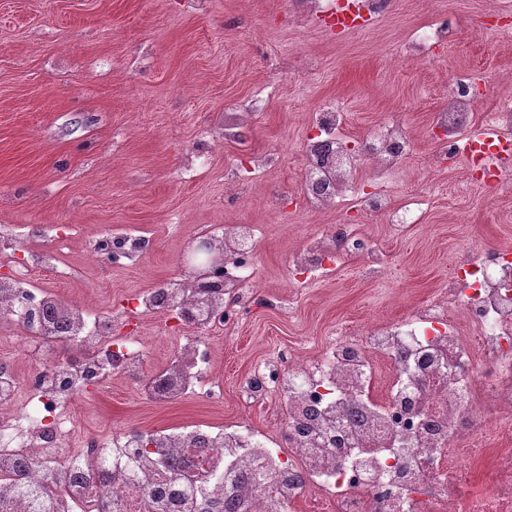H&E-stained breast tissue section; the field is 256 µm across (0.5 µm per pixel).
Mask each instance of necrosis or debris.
<instances>
[{"instance_id":"4bbe7bcc","label":"necrosis or debris","mask_w":512,"mask_h":512,"mask_svg":"<svg viewBox=\"0 0 512 512\" xmlns=\"http://www.w3.org/2000/svg\"><path fill=\"white\" fill-rule=\"evenodd\" d=\"M471 75L448 83V102L432 124L446 130L435 162L462 158L475 125ZM346 115L317 109L314 133L301 145L300 197L314 210H361L382 216L395 232L418 223L422 202L366 191L413 155L401 121L379 126L353 153ZM69 227L24 226L0 245V329L37 346L27 371L0 357V512H204L207 502L238 512H512V252L467 250L462 270L415 311L346 332L318 354L281 352L256 366L242 399L276 402L277 428L247 419L190 422L146 432L113 429L107 439L77 432L73 402L87 381L133 380L143 399L166 404L192 392L212 403L216 380L208 337L222 334L253 306L257 293L254 224H202L199 237L224 252L222 283L200 278L162 282L128 305L90 307L62 285L76 268L56 251L28 249L32 237L64 241ZM153 247L147 233L116 229L95 238L90 254L139 262ZM362 259L371 274L387 258L359 225L342 222L310 237L290 259L293 279L306 282L329 266ZM53 287H46L44 277ZM147 318L181 325L174 351L145 370L143 333L116 335V325ZM77 354L60 358V343ZM110 480L101 484L98 472ZM58 485V498L35 508L32 494Z\"/></svg>"}]
</instances>
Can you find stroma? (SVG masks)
<instances>
[{"instance_id":"35a3bbf8","label":"stroma","mask_w":512,"mask_h":512,"mask_svg":"<svg viewBox=\"0 0 512 512\" xmlns=\"http://www.w3.org/2000/svg\"><path fill=\"white\" fill-rule=\"evenodd\" d=\"M446 18L451 42L426 59L405 53L416 28ZM459 72L479 81L478 116L512 106V0H391L347 36L317 16L298 21L291 0H0V228L72 226L59 250L82 271L71 296L102 306L175 278L197 225L260 227L263 301L216 341L223 403L155 404L118 381L76 397L79 433L237 417L257 362L289 348L312 354L345 325L405 316L447 286L464 250L512 243V173L488 191L460 161L432 162V116ZM257 98L264 107L241 139L225 141V122ZM329 103L346 110L354 141L393 119L412 132L416 151L387 184L394 198L417 192L428 205L404 235L365 212L301 206L300 144L310 109ZM202 141L204 168L183 181ZM273 149L278 163L227 203V173ZM342 220L382 246L384 272L366 274L354 259L299 289L291 312L271 306L288 284L290 253ZM114 224L154 234L133 268L87 258L91 237Z\"/></svg>"}]
</instances>
